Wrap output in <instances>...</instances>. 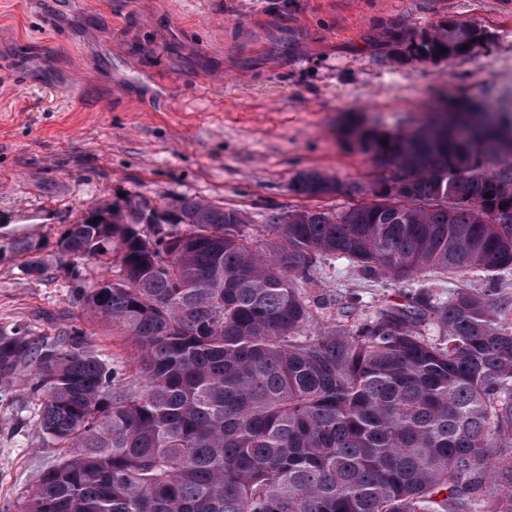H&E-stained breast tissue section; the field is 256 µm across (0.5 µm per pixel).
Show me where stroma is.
I'll return each mask as SVG.
<instances>
[{"mask_svg":"<svg viewBox=\"0 0 512 512\" xmlns=\"http://www.w3.org/2000/svg\"><path fill=\"white\" fill-rule=\"evenodd\" d=\"M474 22L489 48L399 64L391 37ZM512 98V0H0V326L52 338L81 309L59 272L27 275L14 239L56 249L64 225L100 204L201 198L248 217L368 201L379 170L336 132L347 118L400 133L433 111ZM317 169L348 193L306 199ZM321 286L364 311L403 285L344 258ZM99 355L134 374L130 341L89 325ZM38 403L0 391V512H21L63 456Z\"/></svg>","mask_w":512,"mask_h":512,"instance_id":"35a3bbf8","label":"stroma"}]
</instances>
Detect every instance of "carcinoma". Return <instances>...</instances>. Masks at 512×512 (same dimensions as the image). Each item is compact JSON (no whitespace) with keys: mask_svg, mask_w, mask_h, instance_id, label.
<instances>
[{"mask_svg":"<svg viewBox=\"0 0 512 512\" xmlns=\"http://www.w3.org/2000/svg\"><path fill=\"white\" fill-rule=\"evenodd\" d=\"M481 26L440 22L393 37L425 56L480 48ZM467 49H462V46ZM506 114L469 139L351 126L376 166L403 174L407 202L298 210L243 234L236 210L193 198L177 230L126 225L146 200L87 210L45 254L12 251L29 275L95 260L121 275L67 281L87 322L136 348L134 379L73 322L55 341L0 330V387L38 399L46 441L67 449L22 512H512V154ZM498 157L506 167L487 162ZM294 192L339 193L318 171ZM414 283L404 302L334 322L317 263ZM430 274L476 275L441 298Z\"/></svg>","mask_w":512,"mask_h":512,"instance_id":"obj_1","label":"carcinoma"}]
</instances>
